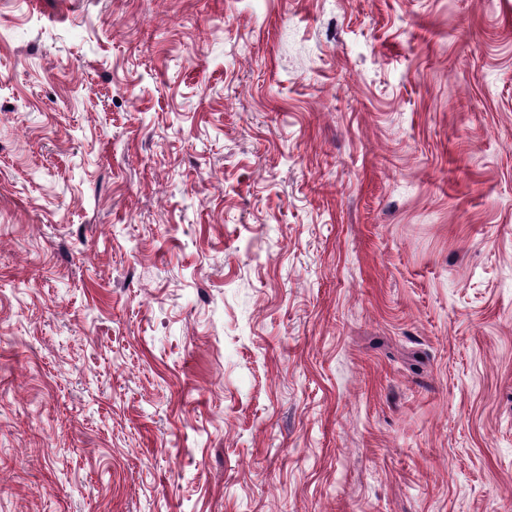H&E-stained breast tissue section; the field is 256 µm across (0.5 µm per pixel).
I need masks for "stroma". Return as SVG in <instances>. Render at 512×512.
<instances>
[{"instance_id":"obj_1","label":"stroma","mask_w":512,"mask_h":512,"mask_svg":"<svg viewBox=\"0 0 512 512\" xmlns=\"http://www.w3.org/2000/svg\"><path fill=\"white\" fill-rule=\"evenodd\" d=\"M0 512H512V0H0Z\"/></svg>"}]
</instances>
